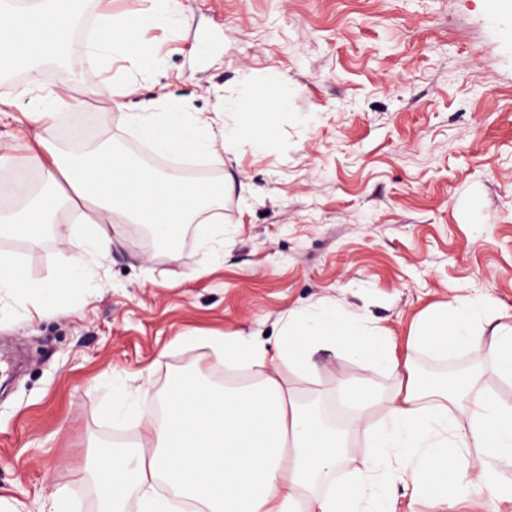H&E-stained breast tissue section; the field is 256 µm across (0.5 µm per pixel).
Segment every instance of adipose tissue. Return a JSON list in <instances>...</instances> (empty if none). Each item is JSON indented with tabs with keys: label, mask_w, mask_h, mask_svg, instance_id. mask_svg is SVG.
<instances>
[{
	"label": "adipose tissue",
	"mask_w": 512,
	"mask_h": 512,
	"mask_svg": "<svg viewBox=\"0 0 512 512\" xmlns=\"http://www.w3.org/2000/svg\"><path fill=\"white\" fill-rule=\"evenodd\" d=\"M87 0H0V70L26 74L42 102L29 112L28 162L46 183L64 185L63 194L35 195L18 210L0 212V236L37 241L57 209L66 208L87 227L74 266L94 260L112 242V218L123 214L149 227L190 224L224 201L231 179L200 185L161 175L146 164L106 146L76 139L60 147L56 131L66 118V96L76 91L106 99L120 123L137 130L157 151L168 155H203L212 165L225 154L262 137L257 117L272 120L279 106L259 104L249 93L225 99L214 114L184 112L165 97L141 101L128 111L136 77L154 69L159 57L142 31L186 23L182 0H146L135 21L106 16L84 39L87 69L71 89L43 82L39 66L56 59L58 36L81 16ZM123 60L122 78L110 77L115 60ZM223 138V154L213 148ZM491 336H484L485 324ZM281 342L268 350L263 342L236 332L210 337L218 362H247L263 368L260 383L247 390L220 389L195 377L173 381L163 418L152 413L149 390L136 405L112 404L116 421L143 424L144 442L127 454L107 455L99 476L103 498L112 512L136 499L141 512H395L392 490L403 485L412 496H427L435 512H452L455 500L481 489L482 512L512 494L495 469L512 459V401L494 395L475 397L470 387L441 383L426 390L411 358H398L396 341L374 321L347 309L312 305L291 313L280 327ZM416 347L444 358L466 349L489 356L501 377L512 381V324L492 322L491 303L437 308L417 323ZM317 346L349 352L361 370L385 364L399 378L392 391L377 393L363 380L343 388L339 403L355 418L349 431L328 422L317 404L297 400L279 379L286 364L306 376ZM384 405L381 418L370 411ZM364 438L363 468L337 479L336 466L347 455L351 436Z\"/></svg>",
	"instance_id": "1"
}]
</instances>
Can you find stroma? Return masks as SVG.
<instances>
[{
  "mask_svg": "<svg viewBox=\"0 0 512 512\" xmlns=\"http://www.w3.org/2000/svg\"><path fill=\"white\" fill-rule=\"evenodd\" d=\"M188 22L147 34L161 58L134 101L160 94L211 112L241 87L284 101L265 139L219 173L256 188L224 199L223 253L188 225L174 245L118 224L112 248L50 297L29 289L67 268L81 238L60 215L39 244L0 237L26 288L0 294V512H100L91 467L138 443L115 399H162L181 375L217 382L203 340L242 331L279 343L283 316L348 306L408 352L416 321L448 303L491 300L512 322V0H183ZM96 141L141 159L103 101L74 110ZM177 259H170V251ZM318 373L279 374L301 401L357 375L343 351L312 352Z\"/></svg>",
  "mask_w": 512,
  "mask_h": 512,
  "instance_id": "obj_1",
  "label": "stroma"
}]
</instances>
